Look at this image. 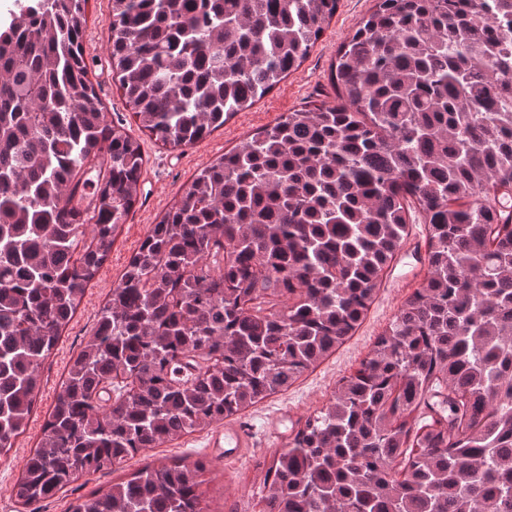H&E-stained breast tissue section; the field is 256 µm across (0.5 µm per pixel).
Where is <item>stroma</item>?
Listing matches in <instances>:
<instances>
[{
	"mask_svg": "<svg viewBox=\"0 0 512 512\" xmlns=\"http://www.w3.org/2000/svg\"><path fill=\"white\" fill-rule=\"evenodd\" d=\"M373 7L374 0H339L335 16L300 67L251 107L229 118L223 128L203 142L165 148L157 145L148 134L138 133L146 158L141 194L127 223L118 227L108 260L91 281L73 320L40 371L41 384L31 419L13 448L0 456V512H26L14 497V485L42 436L44 422L61 390L70 359L93 334L100 308L150 226L181 197L193 175L208 162L239 146L283 113L300 110L314 101L335 102L336 92L329 79L330 66L339 46ZM111 13L112 0H89L83 37L85 60L88 76L109 119L129 123L133 120L131 110L112 72L108 26ZM426 274L422 252L408 247L402 249L384 273L372 304L350 339L304 373L287 391L230 416V423L246 426L251 433L252 445L239 457L227 460L211 451L209 440L215 428L210 425L139 453L122 469L81 477L66 492L42 502L39 512H68L70 501L78 495L128 477L144 463L161 465L180 459L188 462L200 459L206 464L201 486L206 512H262L263 499L268 492L265 464L290 441L289 436L277 432L280 414L289 412L299 426L307 417L322 410L340 380L359 368L376 338L420 288Z\"/></svg>",
	"mask_w": 512,
	"mask_h": 512,
	"instance_id": "obj_1",
	"label": "stroma"
}]
</instances>
